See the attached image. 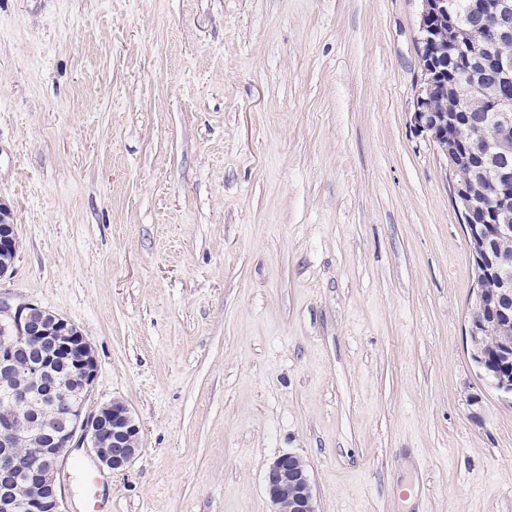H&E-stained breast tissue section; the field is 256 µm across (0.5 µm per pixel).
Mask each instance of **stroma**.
I'll list each match as a JSON object with an SVG mask.
<instances>
[{"mask_svg": "<svg viewBox=\"0 0 512 512\" xmlns=\"http://www.w3.org/2000/svg\"><path fill=\"white\" fill-rule=\"evenodd\" d=\"M422 0H0V296L91 343L141 451L112 512H512V399L412 115ZM86 448L57 474L93 512ZM264 478L270 512H316L310 476L295 455L275 459Z\"/></svg>", "mask_w": 512, "mask_h": 512, "instance_id": "stroma-1", "label": "stroma"}]
</instances>
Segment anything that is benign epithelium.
Instances as JSON below:
<instances>
[{
  "mask_svg": "<svg viewBox=\"0 0 512 512\" xmlns=\"http://www.w3.org/2000/svg\"><path fill=\"white\" fill-rule=\"evenodd\" d=\"M446 15L450 25L472 37L476 52L468 72L470 89L484 103L500 111L497 144L502 154L512 152V106L497 94L512 82V58L496 54V49L512 37V0H478L464 25L456 23L453 0H423L419 42L431 40L430 22ZM423 83L416 99L413 121L416 130L428 133L436 123L426 120L423 103L432 90L430 72L434 66L421 58ZM484 194L494 204L501 224L495 233L472 222L474 204L470 197L454 198L468 220L469 238L481 245L475 253L485 272L496 275L500 290L487 295L478 290L470 309L468 335L475 338L488 328L489 321L512 322V252L494 242L512 239V168L496 167L486 183ZM14 224L0 226V251L16 248ZM45 309L33 304L13 305L0 298V373L38 381L51 373L53 362L61 360L65 375L78 379L80 396L64 386H53L43 394L55 411V421L43 429L42 442L29 453L20 442L33 430L30 416L32 391L20 384L12 388L8 408L0 411V512H64L57 483L59 462L70 448H88L101 471L121 472L140 453V425L131 409L114 400L95 409L88 405L91 386L97 374V360L90 342L67 319L57 316L54 332L42 327ZM271 512H316L313 489L307 469L296 456L284 454L265 473Z\"/></svg>",
  "mask_w": 512,
  "mask_h": 512,
  "instance_id": "obj_1",
  "label": "benign epithelium"
}]
</instances>
